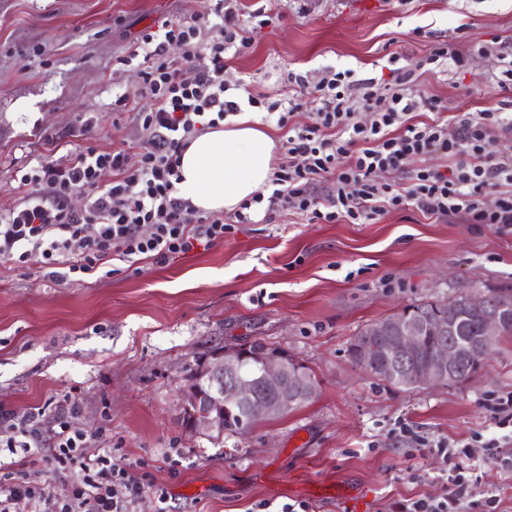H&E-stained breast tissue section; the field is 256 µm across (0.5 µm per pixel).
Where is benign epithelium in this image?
Listing matches in <instances>:
<instances>
[{
	"instance_id": "7a95c632",
	"label": "benign epithelium",
	"mask_w": 512,
	"mask_h": 512,
	"mask_svg": "<svg viewBox=\"0 0 512 512\" xmlns=\"http://www.w3.org/2000/svg\"><path fill=\"white\" fill-rule=\"evenodd\" d=\"M466 310L478 322V341L464 345L454 336L459 309ZM512 316V296L500 295L489 302L481 296H467L460 302L441 304L430 316L411 308L401 309L393 319L374 325L370 334L388 337L387 349L365 342L358 350L357 362L365 370L377 365L384 351L389 357L382 367L386 379H399L407 386H444L455 381L457 366L469 357L490 359L489 343L501 324ZM433 334L438 341L434 354L425 358L422 344ZM264 397L257 398L258 393ZM316 385L307 377L299 361L282 349L256 352L245 341L216 352L213 361H204L199 373L183 390V407L189 409L187 428L194 431H219V412L224 402L242 406L247 420L284 416L302 401H310Z\"/></svg>"
}]
</instances>
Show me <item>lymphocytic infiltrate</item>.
<instances>
[{
  "mask_svg": "<svg viewBox=\"0 0 512 512\" xmlns=\"http://www.w3.org/2000/svg\"><path fill=\"white\" fill-rule=\"evenodd\" d=\"M218 34L206 38L204 18L164 21L158 31L144 33L139 45L144 67L138 91L144 104L138 113L137 163L127 150L101 151L92 145L71 149L64 161L36 159L17 177V204L0 209V257L25 265L40 255L47 277L74 284L113 273L119 260L136 265H163L199 247L222 243L236 225L251 223V210L270 222L277 211H290L311 224H369L385 214L409 207L439 219L460 218L489 224L512 233V153L496 151L498 141L512 135V101L485 110L475 118L448 120L440 101L416 89L410 72L395 67L389 79L356 78L353 71H326L316 83L304 76L288 77L286 97L268 101L249 94L251 106L285 129L283 157L275 167L271 194H255L233 216L207 214L179 197L182 153L204 128L218 126L238 112L227 98V50L250 45L246 25L231 0H217ZM177 45L180 57L168 56ZM195 67L193 78L184 70ZM314 112H307V104ZM433 118L417 121V113ZM371 113L363 121L362 113ZM308 121H301V114ZM453 159L443 170L428 157ZM422 164L408 169L411 159ZM407 173V183L391 181ZM109 185H102L104 175ZM332 182L334 191L318 200L316 183ZM493 202H486L487 193ZM85 198L73 208L74 196ZM42 411L33 408L13 425L6 447L38 457L49 447L46 461L54 469L80 470L64 497L34 489L16 476L12 465L0 463V512H131L145 487L130 484L108 455L94 452L93 437L72 429L67 412L43 429ZM449 460L451 489L437 499L399 504L398 512H462L466 493L463 468L456 451L443 448Z\"/></svg>",
  "mask_w": 512,
  "mask_h": 512,
  "instance_id": "lymphocytic-infiltrate-1",
  "label": "lymphocytic infiltrate"
}]
</instances>
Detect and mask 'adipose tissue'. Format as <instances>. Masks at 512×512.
Here are the masks:
<instances>
[{
    "instance_id": "obj_1",
    "label": "adipose tissue",
    "mask_w": 512,
    "mask_h": 512,
    "mask_svg": "<svg viewBox=\"0 0 512 512\" xmlns=\"http://www.w3.org/2000/svg\"><path fill=\"white\" fill-rule=\"evenodd\" d=\"M275 147L273 138L248 112L230 127L200 134L181 157L180 196L207 213L238 209L268 185Z\"/></svg>"
}]
</instances>
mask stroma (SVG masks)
Instances as JSON below:
<instances>
[{
    "label": "stroma",
    "instance_id": "35a3bbf8",
    "mask_svg": "<svg viewBox=\"0 0 512 512\" xmlns=\"http://www.w3.org/2000/svg\"><path fill=\"white\" fill-rule=\"evenodd\" d=\"M215 0H0V209L18 201L14 177L32 158L62 159L69 143L129 150L141 85L131 47L163 19L212 13ZM273 21L231 56L237 91L274 99L288 76L327 69L381 77L397 55L448 115L512 100L500 86L496 41L512 50V0H237ZM471 50L465 70L423 71L436 46ZM126 105H118L120 96ZM512 293V234L414 208L373 224H310L278 212L241 224L222 244L159 267L120 269L80 285L45 278L39 256L0 260V436L33 407L52 425L63 396L71 424L112 451L126 478L154 490L134 512H395L444 494L448 465L431 444H473L495 431L488 400L512 392V343L468 383L404 389L353 365L349 339L402 307L487 289ZM263 339L308 367L317 395L285 416L216 440L180 418L187 369L202 355ZM178 460L170 468V460ZM471 512L495 498L512 512V470L474 447L464 460Z\"/></svg>",
    "mask_w": 512,
    "mask_h": 512
}]
</instances>
